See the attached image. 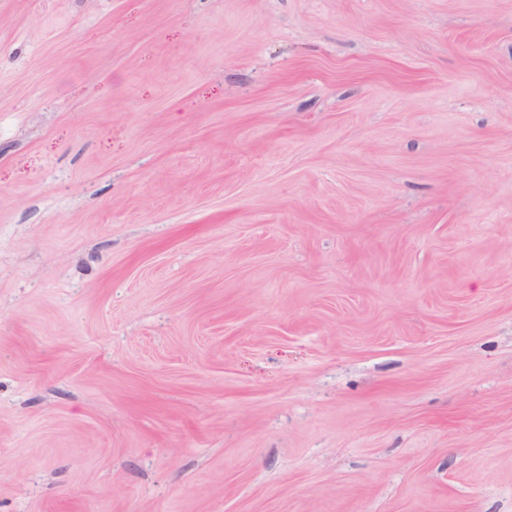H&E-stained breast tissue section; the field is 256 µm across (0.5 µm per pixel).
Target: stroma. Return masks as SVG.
<instances>
[{
	"label": "stroma",
	"mask_w": 512,
	"mask_h": 512,
	"mask_svg": "<svg viewBox=\"0 0 512 512\" xmlns=\"http://www.w3.org/2000/svg\"><path fill=\"white\" fill-rule=\"evenodd\" d=\"M0 512H512V0H0Z\"/></svg>",
	"instance_id": "stroma-1"
}]
</instances>
